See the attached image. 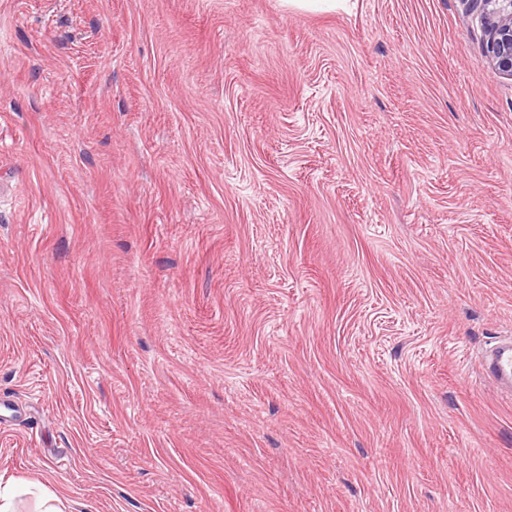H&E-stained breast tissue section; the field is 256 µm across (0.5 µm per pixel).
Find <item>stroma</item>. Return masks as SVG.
Segmentation results:
<instances>
[{"label":"stroma","instance_id":"1","mask_svg":"<svg viewBox=\"0 0 512 512\" xmlns=\"http://www.w3.org/2000/svg\"><path fill=\"white\" fill-rule=\"evenodd\" d=\"M469 0H0V495L512 512V79ZM483 367L501 389L508 396H512V336L501 341L484 357Z\"/></svg>","mask_w":512,"mask_h":512}]
</instances>
